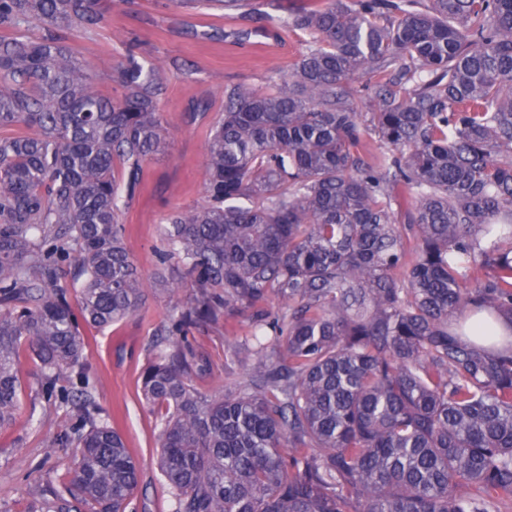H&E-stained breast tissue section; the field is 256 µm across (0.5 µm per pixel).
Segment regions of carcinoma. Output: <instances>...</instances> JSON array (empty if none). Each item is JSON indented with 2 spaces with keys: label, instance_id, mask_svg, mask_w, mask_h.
Here are the masks:
<instances>
[{
  "label": "carcinoma",
  "instance_id": "1",
  "mask_svg": "<svg viewBox=\"0 0 512 512\" xmlns=\"http://www.w3.org/2000/svg\"><path fill=\"white\" fill-rule=\"evenodd\" d=\"M111 2L0 0V429L21 355L48 395L78 375L53 512H127L140 479L83 371V325L145 298L122 208L167 148L159 71L132 51L105 96L66 44ZM280 25L306 51L224 87L204 202L166 218L196 295L141 379L174 512H489L512 495V0H306ZM243 310L252 373L203 393L188 331Z\"/></svg>",
  "mask_w": 512,
  "mask_h": 512
}]
</instances>
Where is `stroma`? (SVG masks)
I'll return each mask as SVG.
<instances>
[{
    "label": "stroma",
    "mask_w": 512,
    "mask_h": 512,
    "mask_svg": "<svg viewBox=\"0 0 512 512\" xmlns=\"http://www.w3.org/2000/svg\"><path fill=\"white\" fill-rule=\"evenodd\" d=\"M297 0H247L225 11L189 0L174 8L168 0H115L105 20L91 30H76L67 42L96 78L101 94L119 90L116 72L127 49L156 65L166 85L161 109L169 149L143 166L142 187L123 214L125 243L148 283L144 304L104 330L84 329V364L100 417L119 430L139 461L141 479L133 512H172V498L157 466L161 421L142 395L140 373L154 357L153 343L171 315L185 307L195 290L182 277L177 258L160 260L165 216L201 203L205 196L206 147L212 122L224 109V88L244 83L267 89L287 74L308 35L289 30L278 51L260 48V20L283 16ZM209 103L206 118L187 122L197 101ZM250 331L247 315L231 325L218 322L190 329L188 339L209 365L199 387L232 390L246 379V347L229 350L227 339ZM22 403L12 424L0 431V512H48L49 487L68 478L77 461L73 448L55 445L72 432L75 413L42 392L32 361L19 367Z\"/></svg>",
    "instance_id": "1"
}]
</instances>
